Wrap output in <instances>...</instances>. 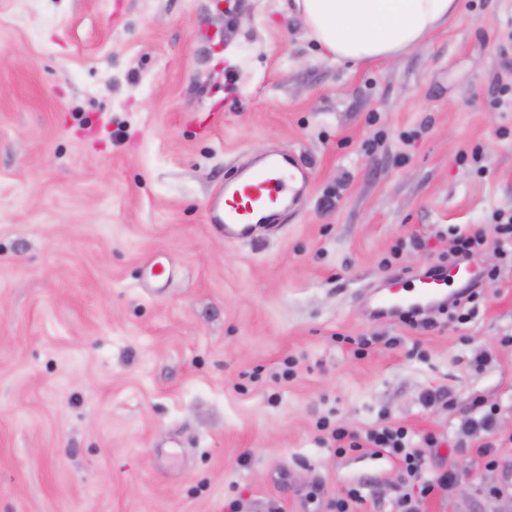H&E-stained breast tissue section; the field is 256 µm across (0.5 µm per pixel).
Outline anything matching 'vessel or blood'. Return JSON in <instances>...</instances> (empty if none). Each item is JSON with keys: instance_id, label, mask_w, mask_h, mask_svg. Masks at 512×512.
<instances>
[{"instance_id": "b4317fda", "label": "vessel or blood", "mask_w": 512, "mask_h": 512, "mask_svg": "<svg viewBox=\"0 0 512 512\" xmlns=\"http://www.w3.org/2000/svg\"><path fill=\"white\" fill-rule=\"evenodd\" d=\"M308 170L293 157L273 152L258 159L253 168L240 169L212 193L207 220L223 232L225 241L252 236L259 224L272 223L283 208H295L307 187ZM474 263H456L421 273L394 274L385 288L369 292L375 316L395 313H432L451 303L461 287L477 282Z\"/></svg>"}]
</instances>
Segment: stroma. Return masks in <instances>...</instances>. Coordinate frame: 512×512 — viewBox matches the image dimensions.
<instances>
[{
  "label": "stroma",
  "instance_id": "obj_1",
  "mask_svg": "<svg viewBox=\"0 0 512 512\" xmlns=\"http://www.w3.org/2000/svg\"><path fill=\"white\" fill-rule=\"evenodd\" d=\"M502 82L512 0H460L420 47L355 65L294 0H0V512H331L353 486L380 512L418 493L391 455L334 454L325 418L404 426L425 477L454 470L421 512H505L480 493L512 486ZM274 150L308 193L225 243L213 190ZM456 230L484 232L500 270L477 317L370 318L361 289L434 264ZM476 397L497 410L492 466L461 428Z\"/></svg>",
  "mask_w": 512,
  "mask_h": 512
}]
</instances>
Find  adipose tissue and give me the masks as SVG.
I'll return each mask as SVG.
<instances>
[{
  "mask_svg": "<svg viewBox=\"0 0 512 512\" xmlns=\"http://www.w3.org/2000/svg\"><path fill=\"white\" fill-rule=\"evenodd\" d=\"M310 36L336 59L359 63L419 46L460 0H296Z\"/></svg>",
  "mask_w": 512,
  "mask_h": 512,
  "instance_id": "obj_1",
  "label": "adipose tissue"
}]
</instances>
